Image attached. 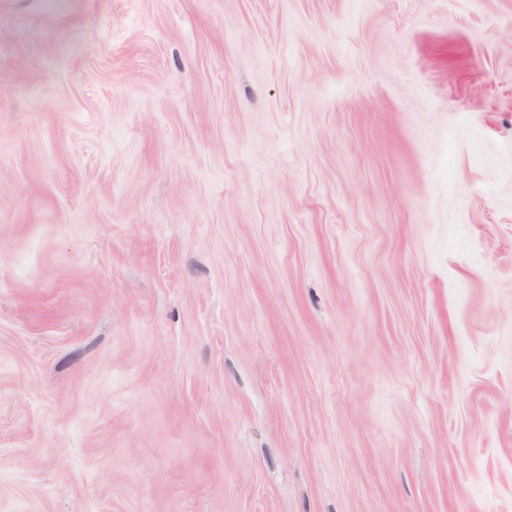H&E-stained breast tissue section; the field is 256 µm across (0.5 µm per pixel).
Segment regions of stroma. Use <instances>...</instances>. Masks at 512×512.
I'll use <instances>...</instances> for the list:
<instances>
[{
  "mask_svg": "<svg viewBox=\"0 0 512 512\" xmlns=\"http://www.w3.org/2000/svg\"><path fill=\"white\" fill-rule=\"evenodd\" d=\"M0 512H512V0H0Z\"/></svg>",
  "mask_w": 512,
  "mask_h": 512,
  "instance_id": "obj_1",
  "label": "stroma"
}]
</instances>
